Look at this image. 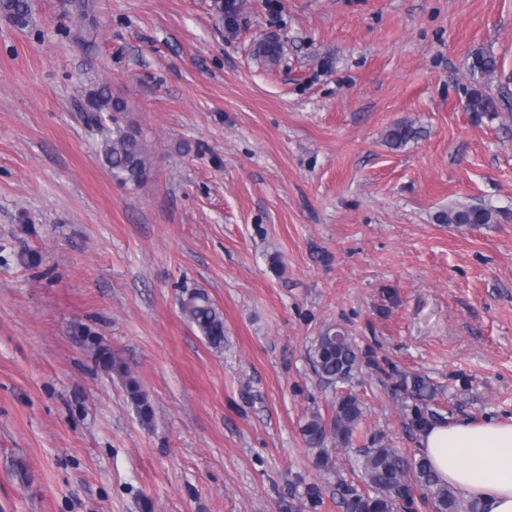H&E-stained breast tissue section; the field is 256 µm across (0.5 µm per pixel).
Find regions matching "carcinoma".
Here are the masks:
<instances>
[{
    "label": "carcinoma",
    "instance_id": "carcinoma-1",
    "mask_svg": "<svg viewBox=\"0 0 512 512\" xmlns=\"http://www.w3.org/2000/svg\"><path fill=\"white\" fill-rule=\"evenodd\" d=\"M246 6L247 0H223L217 6L218 20L227 36H237L238 21ZM0 13L16 25L25 27L31 16L30 0H0ZM282 52L279 40L266 38L253 44L252 57L271 66L279 63ZM496 69V59L483 53L474 55L469 66L474 89L466 109L480 118L498 112V99L485 89V83ZM126 110V102L113 95L110 86L104 83L86 92L83 118L88 125L104 131L100 143L103 164L115 181L140 187L148 179L151 159L141 132L124 120ZM419 136V129L412 123L400 121L387 130L386 141L397 149ZM438 219L444 224H489L493 214L485 207L471 205L444 211ZM181 310L209 346L216 350L224 348V315L207 294L202 291L190 293L183 299ZM91 345L98 365L122 381L140 420L149 423L152 406L130 366L102 342L93 339ZM310 361L316 375L325 383L347 385L359 372L362 356L349 336L340 339L338 331L330 327L315 341ZM392 391L398 398L402 416L413 431L419 433L429 425L447 420L435 404L437 387L428 378L400 372L392 384ZM332 412L333 417L328 421L319 411L310 410L300 429L305 443L314 453V466L318 469L335 466L326 448L327 441L333 440L338 447L351 445L364 418L362 401L351 389L336 393ZM358 468L367 492H361L352 484L340 483L343 503L350 512H398L401 500L414 487L430 492L429 501L435 512H478L474 501L440 482L425 456L409 461L382 436L373 438L370 445L360 450Z\"/></svg>",
    "mask_w": 512,
    "mask_h": 512
}]
</instances>
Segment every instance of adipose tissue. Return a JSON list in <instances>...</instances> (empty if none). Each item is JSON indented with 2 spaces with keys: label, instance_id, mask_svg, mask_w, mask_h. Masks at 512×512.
<instances>
[{
  "label": "adipose tissue",
  "instance_id": "adipose-tissue-1",
  "mask_svg": "<svg viewBox=\"0 0 512 512\" xmlns=\"http://www.w3.org/2000/svg\"><path fill=\"white\" fill-rule=\"evenodd\" d=\"M419 445L439 480L480 512H512V419L432 425Z\"/></svg>",
  "mask_w": 512,
  "mask_h": 512
}]
</instances>
